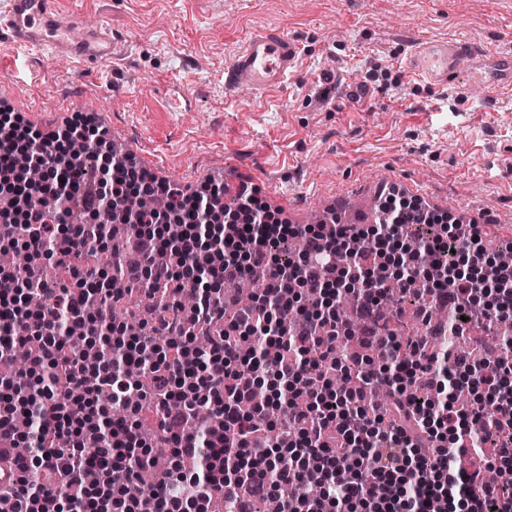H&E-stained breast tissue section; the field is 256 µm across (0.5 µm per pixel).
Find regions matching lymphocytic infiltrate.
Listing matches in <instances>:
<instances>
[{"label":"lymphocytic infiltrate","mask_w":512,"mask_h":512,"mask_svg":"<svg viewBox=\"0 0 512 512\" xmlns=\"http://www.w3.org/2000/svg\"><path fill=\"white\" fill-rule=\"evenodd\" d=\"M105 132L77 114L46 133L0 105V248H21L68 268L74 287L54 307L25 309L39 289L33 269H0V363L37 340L42 358L0 379V463L16 479L6 492L13 512H194L221 496L229 512H512V352L483 367L451 346L401 336V308H384L390 286L427 283L423 321L448 310L444 337L465 335L512 317V267L501 268L480 225L432 210L395 192L374 223L291 224L248 188L224 204V188L187 194L105 150ZM42 176L17 183L19 154ZM167 197L168 211L135 216L131 260L91 263L88 246L107 250L103 222L121 216L129 192ZM39 203H30V196ZM260 277L252 303L225 295L226 282ZM191 287L192 309L155 305L143 335H116L112 307L132 290ZM352 303L373 362L345 348L350 325L336 306ZM83 342L108 335L105 358L88 367L67 343L70 322ZM168 339L167 349L153 344ZM144 368L155 388L122 417L100 402H122ZM422 379L429 398L409 392ZM276 380L281 422L241 408L252 387ZM390 401L371 405L376 385ZM465 389L470 408L453 396ZM482 469L463 466L483 445ZM198 460L190 473L183 457ZM166 459L169 478L144 492L115 472L135 473ZM321 485L320 497L277 502L282 483Z\"/></svg>","instance_id":"f902f5d3"}]
</instances>
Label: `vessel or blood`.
I'll use <instances>...</instances> for the list:
<instances>
[{
    "mask_svg": "<svg viewBox=\"0 0 512 512\" xmlns=\"http://www.w3.org/2000/svg\"><path fill=\"white\" fill-rule=\"evenodd\" d=\"M9 2L8 15L0 16V34H6L17 53L49 49L78 67L111 59L113 40L106 26L77 39L73 33L80 17L57 14L53 0ZM297 57V43L280 31L255 32L225 70L224 83L231 89L246 87L261 95L284 91ZM408 67L432 85L454 82L465 67L490 90L512 91V57L495 55L462 40L424 43L410 53Z\"/></svg>",
    "mask_w": 512,
    "mask_h": 512,
    "instance_id": "obj_1",
    "label": "vessel or blood"
}]
</instances>
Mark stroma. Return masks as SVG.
<instances>
[{"instance_id":"obj_1","label":"stroma","mask_w":512,"mask_h":512,"mask_svg":"<svg viewBox=\"0 0 512 512\" xmlns=\"http://www.w3.org/2000/svg\"><path fill=\"white\" fill-rule=\"evenodd\" d=\"M86 25L105 23L111 60L75 76L42 51L18 61L0 44V103L45 118L79 99L109 114L129 155L193 192L247 170L261 197L293 223L328 197L375 196L409 184L439 211L485 210L512 223V92L474 87L468 74L427 85L405 66L413 44L463 38L512 55L506 0H54ZM275 28L300 46L296 78L273 95L233 94L224 69L252 33Z\"/></svg>"}]
</instances>
